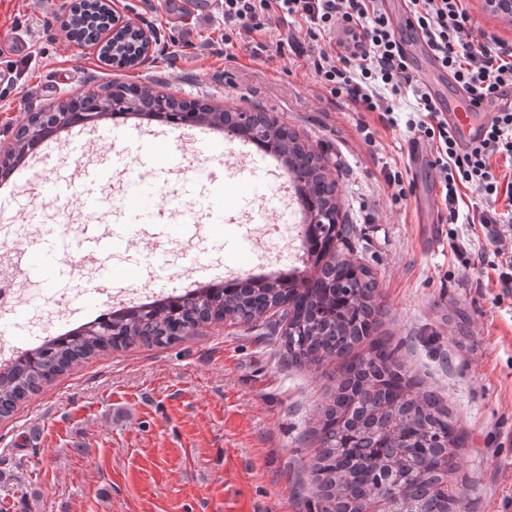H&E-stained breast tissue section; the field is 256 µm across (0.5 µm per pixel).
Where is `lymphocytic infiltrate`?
<instances>
[{
  "label": "lymphocytic infiltrate",
  "mask_w": 512,
  "mask_h": 512,
  "mask_svg": "<svg viewBox=\"0 0 512 512\" xmlns=\"http://www.w3.org/2000/svg\"><path fill=\"white\" fill-rule=\"evenodd\" d=\"M408 26L466 95L470 111L512 89V45L493 35H476L463 0H408ZM287 26L285 43L309 61L316 81L332 99L357 112L378 113L390 127H405L428 146L442 184L450 223H457L463 191L479 197L466 218L487 228L492 253L481 251L467 265H490L499 283L512 284V175L497 173L498 161L512 164V109L485 123L483 139L461 146L448 122L414 73L383 8V0H224V47H246L253 58L272 48V26ZM414 108L399 121L398 96Z\"/></svg>",
  "instance_id": "obj_1"
}]
</instances>
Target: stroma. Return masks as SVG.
Wrapping results in <instances>:
<instances>
[{"mask_svg": "<svg viewBox=\"0 0 512 512\" xmlns=\"http://www.w3.org/2000/svg\"><path fill=\"white\" fill-rule=\"evenodd\" d=\"M115 4L159 37L151 57L131 68L67 39L69 0H0V39L16 45L0 54V152L28 113L114 80L155 82L175 98L233 112L256 108L295 130L338 182L353 253L372 267L388 310L383 333L406 341L405 368L442 393L466 433L468 512H512V296L500 297L492 270L464 268L448 238L487 247L481 226L447 224L436 172L430 161L412 164L410 136L331 100L305 59H255L239 47L225 64L224 0L192 18L181 0ZM362 121L376 129L375 144L364 142ZM113 128L107 122L46 147L17 195H0V225L51 224L59 205L44 184L84 168L112 164V192L122 196L127 174L116 161L136 160L143 136L132 122L118 127V139ZM240 147L227 141L202 159L223 178L224 228L131 238L112 262L122 291L139 292L134 264L149 246L167 254L161 296L224 280L229 267L251 275L249 255L230 253L231 240L247 233L238 213L256 196L269 207L280 202L263 175L265 158L237 164ZM395 167L411 183L399 206L384 179ZM99 286L96 266L75 270L62 330L106 312L105 301L84 299ZM279 349L277 334L219 323L169 346L134 345L73 365L0 419V512H309L312 431L337 364L289 367Z\"/></svg>", "mask_w": 512, "mask_h": 512, "instance_id": "obj_1", "label": "stroma"}]
</instances>
